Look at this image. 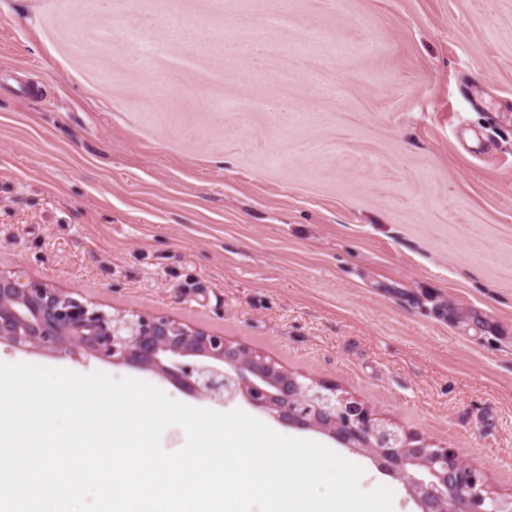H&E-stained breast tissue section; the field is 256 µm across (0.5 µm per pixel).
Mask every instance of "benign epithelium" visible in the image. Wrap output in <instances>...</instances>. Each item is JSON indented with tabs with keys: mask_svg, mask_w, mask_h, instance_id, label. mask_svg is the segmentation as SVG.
<instances>
[{
	"mask_svg": "<svg viewBox=\"0 0 512 512\" xmlns=\"http://www.w3.org/2000/svg\"><path fill=\"white\" fill-rule=\"evenodd\" d=\"M161 374L194 395L222 403L238 394L274 418L314 428L405 484L420 512H512V495L492 490L451 448L377 417L338 393L305 381L273 358L167 316L115 315L39 283L0 274V341ZM230 367L234 374L225 371Z\"/></svg>",
	"mask_w": 512,
	"mask_h": 512,
	"instance_id": "1",
	"label": "benign epithelium"
}]
</instances>
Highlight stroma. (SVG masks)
<instances>
[{
    "label": "stroma",
    "instance_id": "obj_1",
    "mask_svg": "<svg viewBox=\"0 0 512 512\" xmlns=\"http://www.w3.org/2000/svg\"><path fill=\"white\" fill-rule=\"evenodd\" d=\"M0 273L260 351L512 493V0H0Z\"/></svg>",
    "mask_w": 512,
    "mask_h": 512
}]
</instances>
